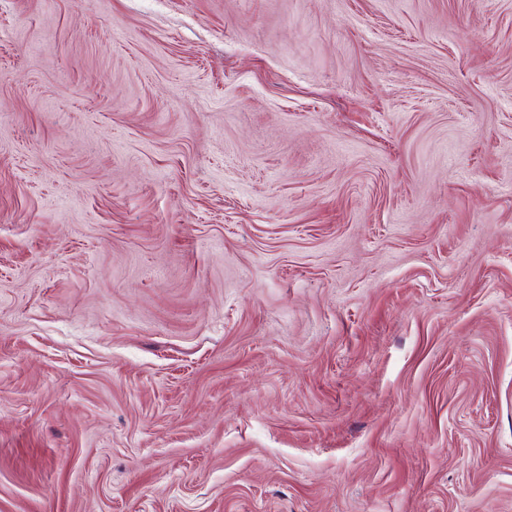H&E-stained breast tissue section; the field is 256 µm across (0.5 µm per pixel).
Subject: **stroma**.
I'll return each instance as SVG.
<instances>
[{"mask_svg":"<svg viewBox=\"0 0 512 512\" xmlns=\"http://www.w3.org/2000/svg\"><path fill=\"white\" fill-rule=\"evenodd\" d=\"M0 512H512V0H0Z\"/></svg>","mask_w":512,"mask_h":512,"instance_id":"35a3bbf8","label":"stroma"}]
</instances>
